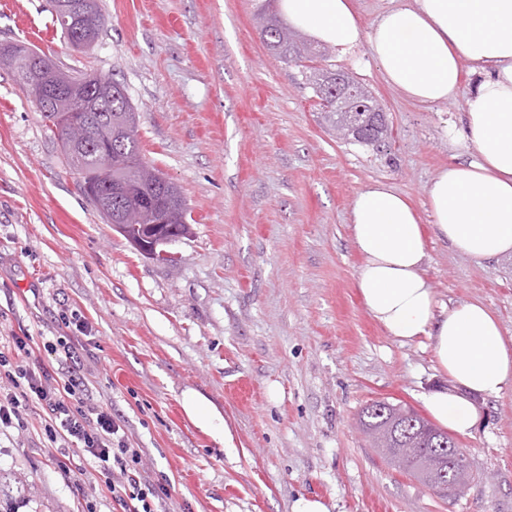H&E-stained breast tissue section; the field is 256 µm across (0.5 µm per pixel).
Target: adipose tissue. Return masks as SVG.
I'll list each match as a JSON object with an SVG mask.
<instances>
[{
    "label": "adipose tissue",
    "instance_id": "adipose-tissue-1",
    "mask_svg": "<svg viewBox=\"0 0 512 512\" xmlns=\"http://www.w3.org/2000/svg\"><path fill=\"white\" fill-rule=\"evenodd\" d=\"M278 6L341 52L368 44L386 82L408 99L454 98L462 71H470L475 83L448 143L475 158L440 170L426 205L438 234L457 252L476 260L512 252V0H399L367 30L351 0H279ZM349 223L363 260L357 288L364 306L399 341L433 340L440 370L465 393L432 392L425 407L441 426L471 429L478 416L465 394L495 396L512 385V339L479 300L436 314L418 214L392 186L359 192Z\"/></svg>",
    "mask_w": 512,
    "mask_h": 512
}]
</instances>
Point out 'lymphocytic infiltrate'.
Returning a JSON list of instances; mask_svg holds the SVG:
<instances>
[{"instance_id": "lymphocytic-infiltrate-1", "label": "lymphocytic infiltrate", "mask_w": 512, "mask_h": 512, "mask_svg": "<svg viewBox=\"0 0 512 512\" xmlns=\"http://www.w3.org/2000/svg\"><path fill=\"white\" fill-rule=\"evenodd\" d=\"M64 334L34 339L10 336L0 350V430H26L29 414L41 419L56 453L57 468L73 480L84 512H97L87 498L83 477L95 471L104 479L118 512H167V479H152L142 449L130 447L120 419L93 401L86 376L84 318L61 310Z\"/></svg>"}]
</instances>
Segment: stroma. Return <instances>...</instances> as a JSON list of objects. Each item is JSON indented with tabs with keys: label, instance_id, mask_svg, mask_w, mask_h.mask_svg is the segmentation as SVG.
<instances>
[{
	"label": "stroma",
	"instance_id": "35a3bbf8",
	"mask_svg": "<svg viewBox=\"0 0 512 512\" xmlns=\"http://www.w3.org/2000/svg\"><path fill=\"white\" fill-rule=\"evenodd\" d=\"M105 27L75 49L51 0H0V45L38 47L69 74L113 76L139 114L145 161L177 183L192 234L160 264L82 196L54 128L13 70L0 67V338L57 331L60 306L92 328L96 402L120 416L170 512H512V387L472 395L458 434L476 476L456 502L370 448L362 409L376 400L425 414L452 383L423 336L403 343L367 312L349 212L373 183L416 208L438 304L480 298L512 337V257L474 260L440 238L426 210L438 172L473 159L450 149L463 101L419 104L389 86L367 46L329 51L388 116L382 142L337 138L305 65L267 50L258 10L275 0H101ZM28 279L27 291L16 283ZM214 406L232 447L188 417L185 394ZM80 512L40 423L0 434V512Z\"/></svg>",
	"mask_w": 512,
	"mask_h": 512
}]
</instances>
